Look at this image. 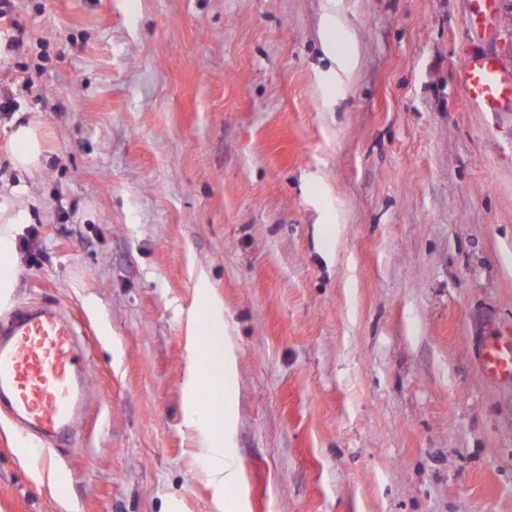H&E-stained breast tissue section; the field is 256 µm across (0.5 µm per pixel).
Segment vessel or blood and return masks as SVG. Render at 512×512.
I'll return each instance as SVG.
<instances>
[{
    "label": "vessel or blood",
    "mask_w": 512,
    "mask_h": 512,
    "mask_svg": "<svg viewBox=\"0 0 512 512\" xmlns=\"http://www.w3.org/2000/svg\"><path fill=\"white\" fill-rule=\"evenodd\" d=\"M497 0H470L468 28L495 36ZM466 102L480 112H512V68L493 53L466 55L460 72ZM78 324L60 306L13 312L0 329V408L42 435L62 439L79 419L87 396V357L78 347ZM485 373L512 380V336L490 337Z\"/></svg>",
    "instance_id": "vessel-or-blood-1"
}]
</instances>
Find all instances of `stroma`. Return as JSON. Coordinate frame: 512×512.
<instances>
[{
	"instance_id": "stroma-1",
	"label": "stroma",
	"mask_w": 512,
	"mask_h": 512,
	"mask_svg": "<svg viewBox=\"0 0 512 512\" xmlns=\"http://www.w3.org/2000/svg\"><path fill=\"white\" fill-rule=\"evenodd\" d=\"M468 0H12L0 176L20 186L19 309L81 325L88 410L51 465L0 415V512H216L184 429L207 277L237 348L241 512H512V66ZM335 15L356 63L322 46ZM50 162L13 172L14 112ZM64 475L65 487L36 473ZM466 102L479 112H512V69L494 53L466 55L460 72ZM485 373L493 378L512 380V336H492L483 349Z\"/></svg>"
}]
</instances>
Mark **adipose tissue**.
I'll list each match as a JSON object with an SVG mask.
<instances>
[{
    "mask_svg": "<svg viewBox=\"0 0 512 512\" xmlns=\"http://www.w3.org/2000/svg\"><path fill=\"white\" fill-rule=\"evenodd\" d=\"M7 139L13 171L36 177L49 158L44 147L42 122L33 112L15 113ZM11 184L0 185V309L9 307L19 286L13 260L15 239L23 212ZM209 342L205 350H192L183 367L184 424L196 439L210 483L218 489L241 485L234 449L236 428V354L224 330V313L207 288H200Z\"/></svg>",
    "mask_w": 512,
    "mask_h": 512,
    "instance_id": "1",
    "label": "adipose tissue"
}]
</instances>
